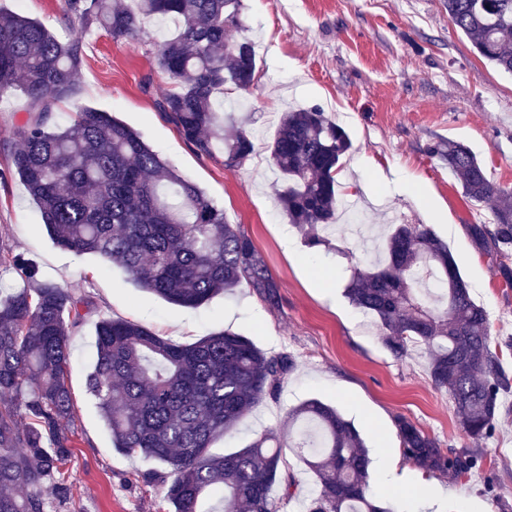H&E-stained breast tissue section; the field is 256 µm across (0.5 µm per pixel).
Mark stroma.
<instances>
[{
  "mask_svg": "<svg viewBox=\"0 0 512 512\" xmlns=\"http://www.w3.org/2000/svg\"><path fill=\"white\" fill-rule=\"evenodd\" d=\"M0 6L40 20L57 33L72 31L61 0H0ZM242 20L257 43V71L239 99L227 132L246 130L254 152L242 167L197 155L161 113L170 86L155 63V44L176 27L149 23V38L113 40L101 29L82 35L84 65L75 100L60 104L59 123L76 107L110 112L195 183L228 223L252 240L279 286L272 308L241 287L185 308L139 287L99 256L74 255L54 244L19 179L0 182V238L20 244L42 278L90 298L91 312L72 336L68 383L74 398L75 442L68 476L70 512H167L156 487L143 482L150 461L125 455L86 390L97 317L134 321L158 336L191 343L228 329L271 354L287 352L297 366L277 399L264 400L213 452L242 447L253 434H287L290 409L309 398L338 407L354 422L372 459H402L394 424L404 416L441 448L468 439L448 393L435 389L423 352L394 357L376 320L345 297L349 269L368 256L352 231H337L328 246L310 249L288 223L276 198L281 184L268 144L288 108L318 107L347 131L352 148L338 180L345 197L383 239L392 221L429 224L448 243L475 301L488 315L495 340L512 339V287L494 274L495 261L474 250L464 231L474 218L492 220L489 206L468 201L432 153L447 139L468 145L499 186L512 187V75L489 65L448 18L445 0H243ZM493 435L479 441L483 462L471 476H425L383 487L395 512H424L421 492L444 488L435 512H495L496 497L512 500V392Z\"/></svg>",
  "mask_w": 512,
  "mask_h": 512,
  "instance_id": "1",
  "label": "stroma"
}]
</instances>
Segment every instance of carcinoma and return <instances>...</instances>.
Returning <instances> with one entry per match:
<instances>
[{
	"label": "carcinoma",
	"mask_w": 512,
	"mask_h": 512,
	"mask_svg": "<svg viewBox=\"0 0 512 512\" xmlns=\"http://www.w3.org/2000/svg\"><path fill=\"white\" fill-rule=\"evenodd\" d=\"M445 2L479 55L512 73V0ZM62 11L80 32L99 26L117 41L142 39L152 20H176L178 33L160 41L155 55L172 80L160 111L199 155L219 156L228 168L251 156V137L244 130L226 134L224 113L215 108L226 86L246 90L255 77L241 0H138L134 10L123 0H62ZM80 40H63L35 19L0 10V94L18 91L30 103L27 121L0 139L10 151L0 179L22 181L58 247L98 255L170 304L197 307L244 285L277 307L278 285L251 239L139 132L89 107L66 124L56 121L58 105L76 91ZM351 148L346 130L318 107L284 113L269 144L283 180L281 211L312 247L328 243L320 229L340 205L337 175ZM433 153L448 162L465 198L490 206L494 222L466 224L465 233L480 253L497 259L495 275L512 286V188L493 183L460 141L438 142ZM1 265L19 271L27 286L8 294L0 288V396L11 398L0 405V512H47L45 487L65 512L75 435L70 337L89 301L77 288L41 279L14 242L0 239ZM424 267L441 285L436 295L419 292L417 272ZM345 295L378 320L394 356L425 351L431 383L454 401L464 436H492L500 395L512 390L499 348L512 350V340L494 341L484 308L430 225H391L384 260L353 268ZM95 349L87 391L98 400L114 447L157 464L143 479L159 488L169 512H212L203 505L214 498L222 512H279L276 485L283 497H294L297 480L282 469L276 433L219 455L209 451L264 399L278 397L295 369L292 355H270L227 329L183 344L112 318L96 323ZM395 426L405 457L427 475L466 477L481 466L474 449L444 450L404 417ZM288 438L318 488L307 512H390L375 493L365 439L336 407L317 398L294 407Z\"/></svg>",
	"instance_id": "obj_1"
}]
</instances>
